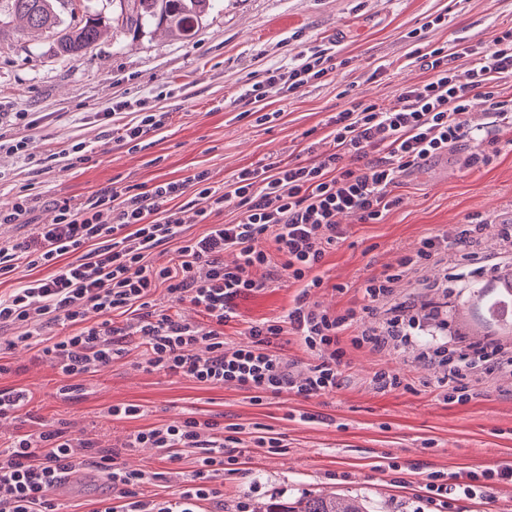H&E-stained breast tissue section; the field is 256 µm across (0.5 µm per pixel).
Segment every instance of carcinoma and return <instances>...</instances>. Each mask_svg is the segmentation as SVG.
<instances>
[{
  "label": "carcinoma",
  "instance_id": "cac0c4a2",
  "mask_svg": "<svg viewBox=\"0 0 512 512\" xmlns=\"http://www.w3.org/2000/svg\"><path fill=\"white\" fill-rule=\"evenodd\" d=\"M76 0H8L9 15L23 23L22 30L45 33L53 38L56 54L72 59L83 58L99 40L104 21L98 15L83 10L73 23L62 26L59 7ZM131 11L121 17V27L132 33L152 25L166 27L174 36L187 39L205 15L219 0H129ZM472 295L487 308L489 314L512 307V270L498 275L494 283L469 282ZM258 512H364L362 505L351 498L336 496L303 497L297 506L286 509L276 503H266Z\"/></svg>",
  "mask_w": 512,
  "mask_h": 512
}]
</instances>
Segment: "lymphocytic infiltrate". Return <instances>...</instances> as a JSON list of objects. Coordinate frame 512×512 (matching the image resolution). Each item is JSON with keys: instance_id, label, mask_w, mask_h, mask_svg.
<instances>
[{"instance_id": "obj_1", "label": "lymphocytic infiltrate", "mask_w": 512, "mask_h": 512, "mask_svg": "<svg viewBox=\"0 0 512 512\" xmlns=\"http://www.w3.org/2000/svg\"><path fill=\"white\" fill-rule=\"evenodd\" d=\"M414 56L430 79L403 88L388 106L350 100L328 122V149L303 161L247 167L219 186L208 171L199 170L145 191L111 186L83 200L56 201L55 223L38 226L29 240L0 244V276L20 268L32 273L8 296H0V326L31 325V333L18 337V346L54 357L69 379L111 364L124 353L132 330L141 337L153 370L242 390L258 405L285 392L308 399L336 390L348 344L377 353H416L427 360L444 400L464 405L477 398L496 374H512V350L492 339L465 345L453 336L419 343L431 314L401 294L409 282L433 287L424 270L447 266L450 252L477 258L486 232L482 224L459 225L450 237L421 239L395 266L364 280L358 307L333 311L301 296L279 320L250 324L245 340L230 344L224 339L238 297L282 279L307 290L323 287L316 271L346 237L341 215H353L362 224L381 221L400 203L392 189L403 174L462 141L480 142L465 156L467 168L490 165L499 155L498 138L478 136L467 117L480 102L495 126L512 127V100L496 94L499 81L512 79V26L487 44L457 39L415 50ZM461 59L466 69H459ZM333 60L332 48L303 49L287 68L272 70L268 82L293 96L327 76ZM188 195L201 201L196 215L207 227L192 238L183 235L177 204ZM229 206L239 212L233 224L219 220ZM172 242L175 258L149 263L153 250ZM42 267L47 276H36ZM161 288L166 301L158 304L153 296ZM183 303L203 314V321L183 319L176 311ZM91 309L104 319L89 326L85 318ZM115 313L131 314L132 328L115 325ZM51 325L64 332L47 343L40 332ZM287 335L299 337L317 354V363L301 368L281 354ZM239 433L237 426L224 427L194 413L134 432L128 448L158 449L171 464L188 452L196 456L190 483L151 501L144 495L149 473L122 467L116 453L84 444L112 488L111 500L94 503L90 512H198L201 503L221 498L211 475L238 464L243 455ZM75 466L74 440L65 429L44 424L0 441V512H59L50 491ZM492 480L511 483L512 467L473 473L455 483L433 471L426 488L439 499L473 496Z\"/></svg>"}]
</instances>
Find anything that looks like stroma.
<instances>
[{"instance_id": "35a3bbf8", "label": "stroma", "mask_w": 512, "mask_h": 512, "mask_svg": "<svg viewBox=\"0 0 512 512\" xmlns=\"http://www.w3.org/2000/svg\"><path fill=\"white\" fill-rule=\"evenodd\" d=\"M509 26L512 0H221L190 40L151 28L117 32L78 61L58 57L51 39L7 29L0 35V138L23 142L24 149L0 150V204L26 189L41 200L30 223L0 224V242L28 239L36 225L53 223L58 199L85 198L111 185L147 189L199 169L221 184L258 162L302 159L306 142L321 141L328 116L344 108L343 91L390 104L403 87L430 77L411 56L416 45L457 38L488 43ZM321 44L336 47L338 64L326 78L290 98L267 87L269 108L279 114L273 123L260 126L244 116L242 98L253 84L301 49ZM119 101L170 118L132 150L113 143L112 122L104 117ZM498 138L501 152L486 167L463 168L462 157L474 149L464 142L402 176L394 189L401 202L379 223L345 217L346 238L319 269L324 285L312 289L311 300L334 310L351 306L370 274L395 265L422 238L452 234L470 220L487 224L482 257L486 265L498 264L496 227L512 222V129H501ZM74 141L92 151L66 170L51 155ZM301 291V284L281 280L241 296L225 340L240 341L251 323L281 318ZM410 294L439 307L449 334L464 342L492 338L512 346V335L486 323L468 290L414 288ZM20 332L17 326L0 330V346ZM125 347L122 357L80 378L67 396L56 393L66 379L53 360L6 348L0 360L9 370L0 374V390L24 389L31 399L5 433L40 422L65 428L96 447L120 450L128 467L155 472L146 494L165 496L195 470L193 458L169 465L155 449L123 445L137 430L194 411L240 425L246 446L241 474L220 471L213 478L224 492L222 504L202 503L201 512H241L260 502L331 492L362 499L368 512H512L510 482L443 506L430 503L425 488L432 471L462 480L470 472L512 467V377L492 379L480 397L454 405L414 354L350 347L335 392L307 400L284 393L257 405L244 391L148 369L139 336L127 337ZM382 369L404 375L411 390L375 391L369 380ZM127 404L141 406V416L106 413ZM257 435L279 438L283 451L256 447ZM393 458L399 470L389 469ZM96 471L81 464L57 497L63 512H83L87 503L111 497Z\"/></svg>"}]
</instances>
